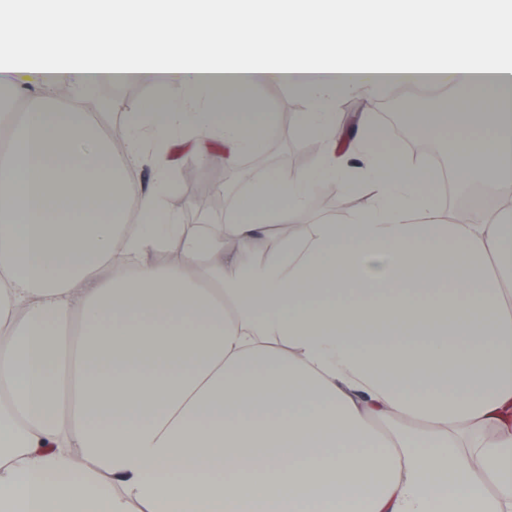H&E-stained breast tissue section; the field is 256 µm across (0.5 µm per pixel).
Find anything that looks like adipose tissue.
I'll return each instance as SVG.
<instances>
[{"instance_id":"1","label":"adipose tissue","mask_w":512,"mask_h":512,"mask_svg":"<svg viewBox=\"0 0 512 512\" xmlns=\"http://www.w3.org/2000/svg\"><path fill=\"white\" fill-rule=\"evenodd\" d=\"M462 10L479 28L434 24ZM179 97L130 112L197 158L253 149L261 92L312 101L310 169L268 175L199 235L167 219L89 113L100 85ZM460 87L413 112L456 129V173L494 201L448 211L368 116L372 185L342 224L302 221L349 185L335 108L353 90ZM0 512H512V13L485 0H0ZM230 94L233 106L210 101ZM297 230L252 260L273 225ZM177 241L182 261L150 255Z\"/></svg>"}]
</instances>
